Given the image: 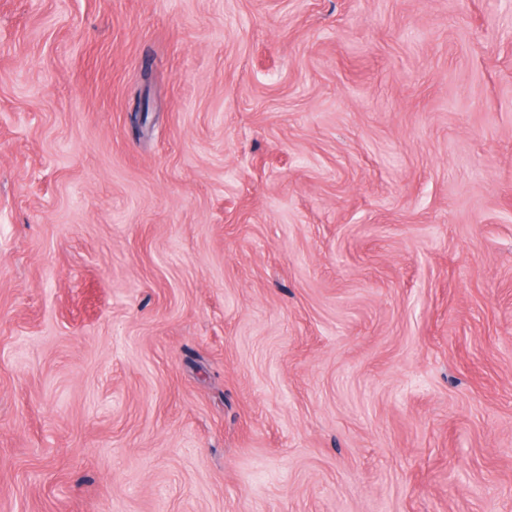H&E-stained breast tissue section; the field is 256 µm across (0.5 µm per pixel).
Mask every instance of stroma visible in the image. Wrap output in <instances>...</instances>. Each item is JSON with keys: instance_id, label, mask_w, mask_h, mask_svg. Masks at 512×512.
Listing matches in <instances>:
<instances>
[{"instance_id": "1", "label": "stroma", "mask_w": 512, "mask_h": 512, "mask_svg": "<svg viewBox=\"0 0 512 512\" xmlns=\"http://www.w3.org/2000/svg\"><path fill=\"white\" fill-rule=\"evenodd\" d=\"M0 512H512V0H0Z\"/></svg>"}]
</instances>
